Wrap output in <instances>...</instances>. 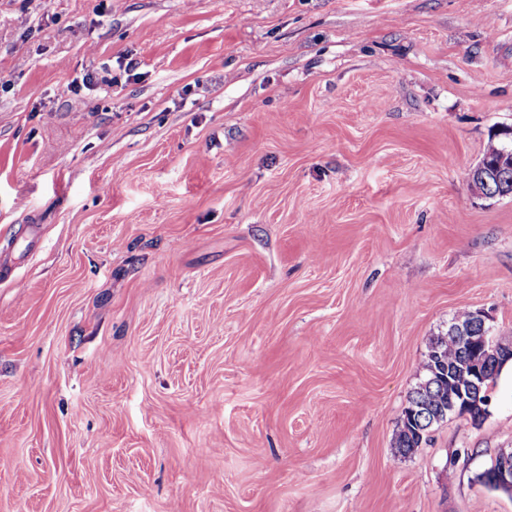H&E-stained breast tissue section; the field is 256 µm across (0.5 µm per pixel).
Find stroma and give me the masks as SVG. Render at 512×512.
<instances>
[{"instance_id": "1", "label": "stroma", "mask_w": 512, "mask_h": 512, "mask_svg": "<svg viewBox=\"0 0 512 512\" xmlns=\"http://www.w3.org/2000/svg\"><path fill=\"white\" fill-rule=\"evenodd\" d=\"M0 79V512H512V372L396 448L512 344V0H0ZM505 139L510 138L500 134V129L491 131L480 163L491 170H495L502 153L504 151H512V140L510 139V142H507ZM473 170H476L475 173V182L473 184H476L478 187H488L489 180L488 178L495 177L498 179V172L487 174V172H484L482 170V167L480 165L473 168ZM488 192L490 193V196L488 194L486 196L488 197H505V196H512V173L508 178L504 181H501L500 183H497L496 180H492V182L489 184ZM472 312L466 309L459 311L452 321L467 323ZM488 321L489 316L484 311L477 310L472 313L469 323L451 327L463 352L459 370L468 374L467 384L461 385L467 381L463 374H454V384H448V376L453 367L462 359L457 341L450 333L451 322L448 332L433 340L422 365V381L409 396L408 403L412 400L415 404L424 406L428 414L431 410L438 412L441 407L448 408V414L454 415L470 416L473 411L486 414V407L491 402L490 384H487L491 371L493 368L497 369L501 361L512 360V346L496 340ZM436 370L439 381L435 378ZM457 385L461 386L448 401V396ZM418 426L404 423L400 426L398 435H397V448L398 452L401 455H407L406 453L410 450V448H421V444L426 439V435H429V432L424 434L418 433ZM492 466L477 476V481L493 490L512 493V448L501 450L494 458Z\"/></svg>"}]
</instances>
